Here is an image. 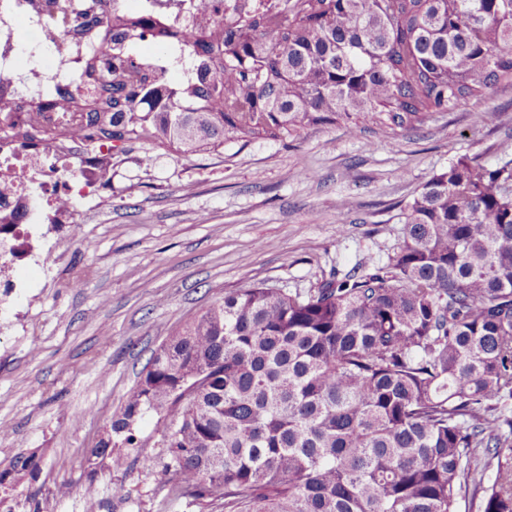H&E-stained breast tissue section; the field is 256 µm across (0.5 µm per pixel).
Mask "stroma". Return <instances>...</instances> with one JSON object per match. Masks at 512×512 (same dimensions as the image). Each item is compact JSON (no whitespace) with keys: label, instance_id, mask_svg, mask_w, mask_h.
<instances>
[{"label":"stroma","instance_id":"1","mask_svg":"<svg viewBox=\"0 0 512 512\" xmlns=\"http://www.w3.org/2000/svg\"><path fill=\"white\" fill-rule=\"evenodd\" d=\"M509 141L512 86L499 84L400 126L355 114L220 154L113 149L112 183L77 204V226L37 225L38 251L15 267L34 270L31 287L0 288V468L44 450L39 512H84L89 488L99 512H211L143 466L165 458L149 416L124 470L84 471L153 354L225 293L259 281L306 292L331 272L385 265L421 185L461 158L494 164Z\"/></svg>","mask_w":512,"mask_h":512}]
</instances>
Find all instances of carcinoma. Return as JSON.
Instances as JSON below:
<instances>
[{"label": "carcinoma", "instance_id": "carcinoma-1", "mask_svg": "<svg viewBox=\"0 0 512 512\" xmlns=\"http://www.w3.org/2000/svg\"><path fill=\"white\" fill-rule=\"evenodd\" d=\"M67 33L86 93L55 103L0 96V143L87 139L184 155L284 141L353 113L398 125L512 81V0H197L192 30L167 16L98 20ZM182 42L197 80L173 85L133 46ZM387 265L306 293L265 283L224 294L172 334L85 456L120 470L156 417L168 461L144 465L176 499L224 512H512V153L459 159L402 210ZM44 456L0 469V508L32 491ZM496 469L484 485L483 473Z\"/></svg>", "mask_w": 512, "mask_h": 512}]
</instances>
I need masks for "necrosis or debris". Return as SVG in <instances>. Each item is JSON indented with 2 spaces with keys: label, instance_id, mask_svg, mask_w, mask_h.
Returning a JSON list of instances; mask_svg holds the SVG:
<instances>
[{
  "label": "necrosis or debris",
  "instance_id": "necrosis-or-debris-1",
  "mask_svg": "<svg viewBox=\"0 0 512 512\" xmlns=\"http://www.w3.org/2000/svg\"><path fill=\"white\" fill-rule=\"evenodd\" d=\"M71 16L66 7L44 15L35 0H0V80L17 105L13 120L23 118L29 98L83 91L80 62L90 45L58 49ZM106 152V146L79 140L63 152L45 144L35 149L17 142L1 147L0 250L14 257L33 250L32 225L50 223L59 211L74 217V203L99 198L93 161ZM64 199L70 206L63 210L59 203Z\"/></svg>",
  "mask_w": 512,
  "mask_h": 512
}]
</instances>
